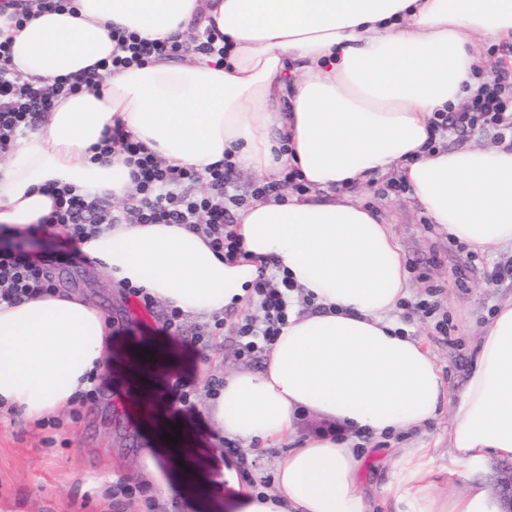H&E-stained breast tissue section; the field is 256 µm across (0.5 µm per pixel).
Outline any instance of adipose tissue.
Here are the masks:
<instances>
[{"label": "adipose tissue", "instance_id": "1", "mask_svg": "<svg viewBox=\"0 0 512 512\" xmlns=\"http://www.w3.org/2000/svg\"><path fill=\"white\" fill-rule=\"evenodd\" d=\"M224 36L223 63L197 49L183 62L108 71L100 89L56 100L0 161V225L49 215L56 188L128 197L123 155L92 147L122 124L167 164L202 171L232 152L272 179L299 168L308 194L236 213L248 260L229 262L183 224H115L81 251L115 284L145 288L191 318L244 304L259 266L288 274L316 311L293 310L263 367L232 373L205 407L217 437L292 447L264 500L244 488L224 512H367L355 445L452 410L451 465L480 471L512 459V299L481 329L462 391L451 395L430 352L389 314L409 296L390 224L350 192L398 173L451 240L512 245V146L429 149L433 113L459 108L488 66L477 41L512 43V0H72L20 26L0 23L23 79L54 82L112 56V32ZM112 328L80 294L0 305V409L38 421L65 411L111 366ZM330 431L299 434L302 416ZM426 449L400 460L392 491L413 512H502L488 490L435 494Z\"/></svg>", "mask_w": 512, "mask_h": 512}]
</instances>
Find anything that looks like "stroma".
<instances>
[{
  "label": "stroma",
  "mask_w": 512,
  "mask_h": 512,
  "mask_svg": "<svg viewBox=\"0 0 512 512\" xmlns=\"http://www.w3.org/2000/svg\"><path fill=\"white\" fill-rule=\"evenodd\" d=\"M385 182V177H374L358 188L357 196L390 223L410 272L412 300L423 299L428 289H435L438 311L448 317V331L440 333L435 318L407 308H397L391 317L430 351L450 390L460 391L483 323L512 295V247L476 251L449 240L447 232L429 223L411 193L381 194ZM55 276L59 286L75 288L105 316L127 321L128 328L112 337V375L105 380L104 396L82 406L79 419L60 413L59 427L49 433L30 421L13 418L8 424L0 423V512H224V500L232 489L222 474L233 463L215 440L204 408L212 382L263 365L262 360H241L235 354L232 327L254 313V302L225 308L223 331L211 347L202 349L194 345L193 337L207 328V321L184 318L183 335L173 338L161 330L165 305L156 304L142 316L131 314L123 290L102 281L92 266L62 265ZM135 342L152 343L167 354L170 365L165 375L156 378L158 387L178 377L196 395L194 409L180 412L186 444L166 475L169 492L165 495L142 472L144 450L163 448L164 443L158 426L139 415L134 404L135 382L124 373V354ZM451 427L452 413L446 409L438 419L415 430L363 446L360 481L368 512H404L405 503L393 496L390 487L408 448L429 449L428 480L436 494L464 495L476 484L495 489L512 461L490 458L479 474L462 467L449 470ZM48 434L55 439L49 447L42 443ZM239 448L249 463L240 482L257 492H274L277 461L287 444L265 448L243 441ZM189 470L212 473L214 481L206 494H199L185 479ZM120 478L146 487L154 509H147L140 498L113 497L112 483Z\"/></svg>",
  "instance_id": "stroma-1"
}]
</instances>
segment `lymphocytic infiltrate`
Returning <instances> with one entry per match:
<instances>
[{"mask_svg":"<svg viewBox=\"0 0 512 512\" xmlns=\"http://www.w3.org/2000/svg\"><path fill=\"white\" fill-rule=\"evenodd\" d=\"M112 39L115 47L109 66L115 70L174 59L183 48L174 39L149 41L118 30ZM477 77L480 85L462 109L434 113L431 123L439 136L483 128L495 130L503 139L512 137V73L493 65ZM99 85L100 77L93 72L50 85L22 79L11 68L9 42L0 41V154L13 149L18 138L35 127L60 96ZM94 151L99 159L116 152L125 155L135 183L130 206L112 210L72 188L60 189L53 211L41 224L11 231L10 244L0 246L1 303L14 305L55 292V268L83 261L82 241L105 224H185L204 235L212 249L228 261L243 258L234 211L244 206L245 199L229 190V177L236 167L232 153H225L223 164L203 174L169 166L119 123L106 129ZM203 180L210 186L209 193H193V186ZM52 229L65 240L67 251L36 255L28 250V239ZM294 290V284L277 272L260 275L253 285L258 309L235 326L237 357L250 359L271 348L288 321Z\"/></svg>","mask_w":512,"mask_h":512,"instance_id":"1","label":"lymphocytic infiltrate"}]
</instances>
